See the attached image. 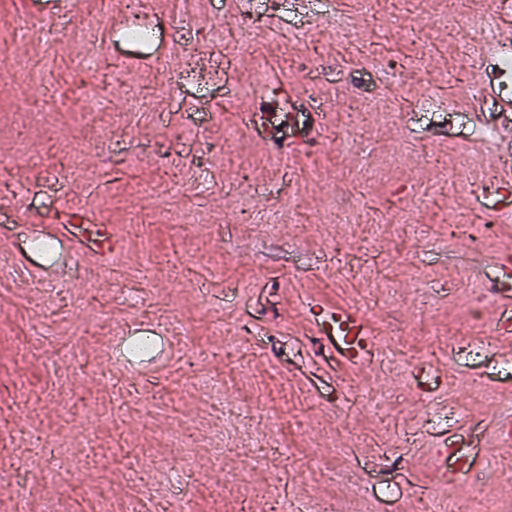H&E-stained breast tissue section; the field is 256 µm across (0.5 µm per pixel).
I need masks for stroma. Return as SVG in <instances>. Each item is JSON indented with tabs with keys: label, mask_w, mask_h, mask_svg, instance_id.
<instances>
[{
	"label": "stroma",
	"mask_w": 512,
	"mask_h": 512,
	"mask_svg": "<svg viewBox=\"0 0 512 512\" xmlns=\"http://www.w3.org/2000/svg\"><path fill=\"white\" fill-rule=\"evenodd\" d=\"M265 0H156L164 14L146 47L123 42L120 0L112 14L97 15L96 0H81L83 21L74 29L49 28L40 18L46 0H0V157L17 154L14 133L21 68L46 42L62 40L55 62L59 105L48 116L54 139L29 135L28 157L12 167V180L27 194H11L14 212H0V252L22 251L29 262L0 274V421L9 434L0 448L17 462L0 478V512L27 496L33 512L54 501L59 512H153L158 500L179 496L161 464L168 440L186 428L193 435L194 512H270V498H290L300 512L318 501L356 505L370 481L396 485L384 512H411L417 496L460 497L470 492L464 474L445 481L433 457L437 438L448 435L438 400L460 406L472 427L469 457L484 473L482 500L512 507V481L497 475L512 464L496 428L512 420V378L498 367L512 362L492 328L499 314L512 316V289L488 293L485 326L467 324L478 272L465 268L467 237L449 238L446 218L482 219L472 194L480 186L499 192L486 162L498 149L488 113L500 109L496 84L484 79L481 110L464 112L461 131L432 124L434 110L470 97L474 59L512 47V11L469 0H378L365 13L360 0H283L268 12ZM262 18L255 38L236 49L223 82L183 74L172 45L191 46L197 67L211 60L209 34L222 23L236 35L243 12ZM455 15L453 29L433 23ZM193 16V30L181 19ZM364 31L375 56L428 53L410 66L401 88L365 59L341 56L336 22ZM93 36L104 55L124 68L99 102L110 140L106 153L86 152L78 175L61 179L62 150L82 141L86 100L68 64ZM181 77L178 98L158 95L162 83ZM293 85L314 87L328 112L322 142L284 161L265 145V132L240 128L245 103ZM135 89L153 111L129 115L127 91ZM370 102L342 149L330 144L354 97ZM232 146H225V137ZM189 169L183 191L170 195L163 174ZM460 168L453 180L444 171ZM247 179H239V171ZM376 176L358 223L342 208L359 190L358 176ZM88 214L112 228V262L102 274L88 271L84 255L64 252L70 266L61 280L41 277L52 263L33 243L19 214L37 210L61 223L63 208ZM414 206L413 224L391 215ZM198 220L179 234L174 215ZM178 247L187 260L178 272L141 273L148 259ZM360 317L370 345L360 360L317 331L325 315ZM390 338H383V329ZM156 336L153 352L132 355L126 340ZM483 347L480 360L452 357L449 341ZM438 379L433 396L419 395L411 367ZM219 381L226 406L207 389ZM485 393H476L473 382ZM386 396L372 411L363 391ZM281 424L280 449L263 445L268 413ZM91 426L93 445L82 429ZM64 444L72 459L95 453L87 469L61 466L44 479L34 461L33 435ZM157 464L152 482L125 464L130 451ZM244 477L228 484L225 474Z\"/></svg>",
	"instance_id": "stroma-1"
}]
</instances>
